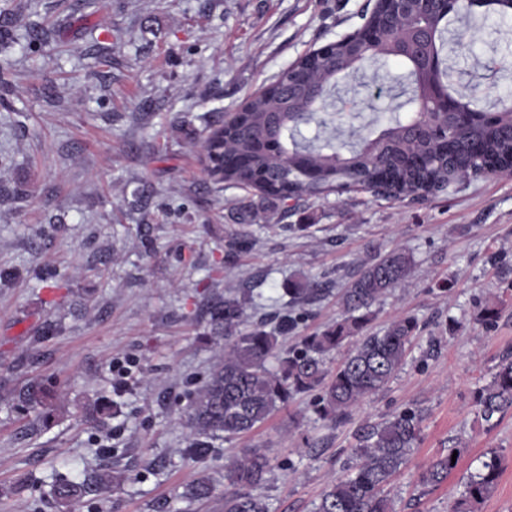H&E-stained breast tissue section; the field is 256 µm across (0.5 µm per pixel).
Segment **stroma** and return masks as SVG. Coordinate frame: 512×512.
<instances>
[{
    "mask_svg": "<svg viewBox=\"0 0 512 512\" xmlns=\"http://www.w3.org/2000/svg\"><path fill=\"white\" fill-rule=\"evenodd\" d=\"M370 0H0V512H59V478L102 469L120 484L91 491L80 512H221L223 492L185 499L199 472L222 480L249 448L274 465L264 495L274 512H313L346 473L362 421L408 407L422 437L394 477L397 512H449L487 453L500 476L477 512H512V411L485 423L474 404L512 353V175L410 204L366 191L302 198L259 212L248 248L227 260L245 190L210 180L201 145L227 114L298 58L354 31ZM483 34L454 58L458 85L476 86L489 112L512 109V76L486 65L512 55V16L487 14ZM43 32L31 52L27 30ZM373 66L328 101L337 140L362 132L389 100ZM414 262L374 307L371 331L403 315L419 329L406 363L381 392L334 428L312 395L297 396L248 435L213 438L197 459L184 421L224 352L208 310L225 291L256 289L251 317L283 304L299 274L318 284L291 345L323 330L361 265L392 249ZM499 314L489 324L478 314ZM132 359L134 383L112 386V362ZM52 382L51 422L18 405L16 390ZM117 415L94 418L96 400ZM461 442L458 468L423 487V467Z\"/></svg>",
    "mask_w": 512,
    "mask_h": 512,
    "instance_id": "stroma-1",
    "label": "stroma"
}]
</instances>
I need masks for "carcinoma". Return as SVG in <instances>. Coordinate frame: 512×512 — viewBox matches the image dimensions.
Returning <instances> with one entry per match:
<instances>
[{"instance_id":"cac0c4a2","label":"carcinoma","mask_w":512,"mask_h":512,"mask_svg":"<svg viewBox=\"0 0 512 512\" xmlns=\"http://www.w3.org/2000/svg\"><path fill=\"white\" fill-rule=\"evenodd\" d=\"M442 34V19L415 14L378 52L366 48L352 54L347 45H336V56L348 64L339 78L327 82L326 97L338 80L354 76L364 63L385 64L393 59L401 69L387 86L391 112L387 123L338 147L323 137L321 123L310 138L301 132V126L316 115V76L329 68L326 58L305 60L299 70L307 78L299 85L291 82L289 70H283L276 79L277 91L254 95L246 113L203 142L204 150L224 156V167L211 178L254 190L260 200L278 204L348 190L418 199L453 186L451 177L471 170L512 169L508 127L478 118L463 128L452 112L426 111L434 88L454 89L450 67L426 65L427 58L441 56ZM421 119L447 126L448 146L427 136L417 125ZM256 215V204L250 200L240 212L243 224L228 236V255L249 242L246 222ZM412 266V257L404 250H392L365 265L344 288L340 320L304 337L295 347L279 340L295 325L289 316L278 318L273 326L267 320H248L245 305L252 296H229L213 304L209 323L214 339L224 340V355L187 412L192 452L208 453L211 437L232 440L251 432L301 393L320 391L316 412L335 426L361 401L384 389L403 366L418 322L401 316L381 332L370 333L367 328L373 320L372 307L409 277ZM315 292L314 284L302 279H291L282 288L289 305L305 302ZM352 338L354 345L344 361L328 375L329 356ZM17 397L27 406L41 408L44 421L54 417L53 387L33 381ZM476 406L487 422L512 410V356L503 359L479 389ZM422 421V411L406 408L379 422L360 424L349 474L327 485L315 512H396L387 487L420 441ZM455 451H460L456 445L433 458L422 471L420 483L436 487L447 480L457 468L452 463ZM272 471L270 459L250 449L224 464V512H273L268 498L257 492ZM498 478L497 456L492 454L469 475L452 512H475ZM85 492V484L71 481L53 489L56 501L68 512H73ZM214 493L212 478L201 472L184 497L203 501Z\"/></svg>"}]
</instances>
